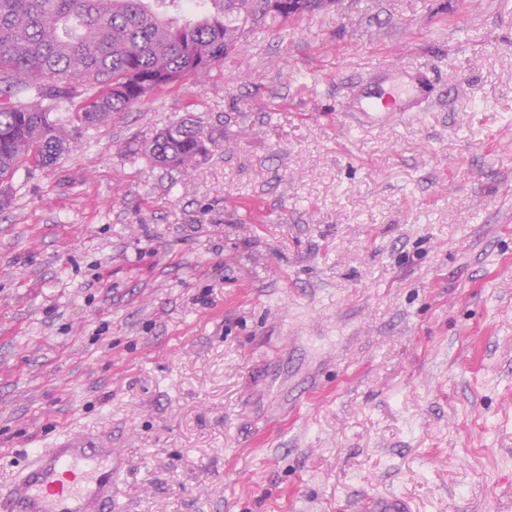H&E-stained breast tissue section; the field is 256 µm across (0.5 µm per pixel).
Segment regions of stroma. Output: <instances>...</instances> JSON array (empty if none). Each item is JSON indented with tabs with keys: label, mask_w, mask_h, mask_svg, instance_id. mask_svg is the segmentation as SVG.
Returning <instances> with one entry per match:
<instances>
[{
	"label": "stroma",
	"mask_w": 512,
	"mask_h": 512,
	"mask_svg": "<svg viewBox=\"0 0 512 512\" xmlns=\"http://www.w3.org/2000/svg\"><path fill=\"white\" fill-rule=\"evenodd\" d=\"M427 65L433 102L342 103ZM192 116L188 169L136 143ZM0 489L80 433L112 512H512V0H340L18 171ZM359 512H410L409 502L405 497L391 495L371 497L358 506Z\"/></svg>",
	"instance_id": "35a3bbf8"
}]
</instances>
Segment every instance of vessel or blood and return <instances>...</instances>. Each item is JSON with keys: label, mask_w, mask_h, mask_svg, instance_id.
<instances>
[{"label": "vessel or blood", "mask_w": 512, "mask_h": 512, "mask_svg": "<svg viewBox=\"0 0 512 512\" xmlns=\"http://www.w3.org/2000/svg\"><path fill=\"white\" fill-rule=\"evenodd\" d=\"M421 83L366 88L356 98L361 117L401 109L402 98H418ZM18 477L0 490V512H110L112 478L124 462L114 449L93 438L69 434L49 448H29ZM358 512H410L405 497L391 495L363 501Z\"/></svg>", "instance_id": "1"}]
</instances>
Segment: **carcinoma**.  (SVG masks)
I'll return each instance as SVG.
<instances>
[{
	"mask_svg": "<svg viewBox=\"0 0 512 512\" xmlns=\"http://www.w3.org/2000/svg\"><path fill=\"white\" fill-rule=\"evenodd\" d=\"M181 0H0V94L27 101L0 106V209L12 180L57 161L90 128L147 95L205 72L241 46L247 24L288 23L324 9L323 0H210L189 22L153 3ZM80 98L78 107L66 104ZM212 135L190 118L155 132L140 148L179 170L209 153Z\"/></svg>",
	"mask_w": 512,
	"mask_h": 512,
	"instance_id": "1",
	"label": "carcinoma"
}]
</instances>
